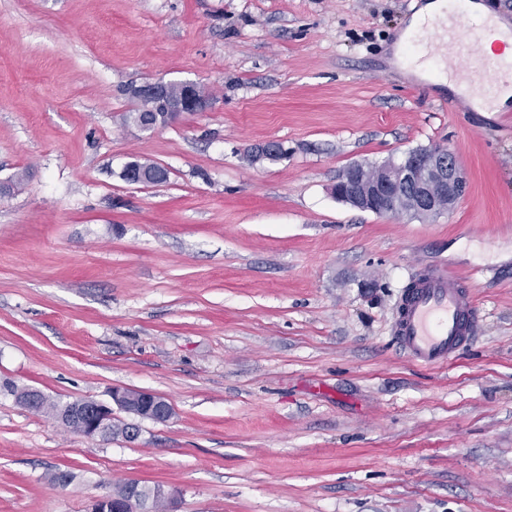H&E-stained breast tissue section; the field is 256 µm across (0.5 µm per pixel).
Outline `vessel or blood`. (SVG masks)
<instances>
[{
  "label": "vessel or blood",
  "mask_w": 512,
  "mask_h": 512,
  "mask_svg": "<svg viewBox=\"0 0 512 512\" xmlns=\"http://www.w3.org/2000/svg\"><path fill=\"white\" fill-rule=\"evenodd\" d=\"M487 36L486 23L471 15L465 0H450L443 14L406 39L402 56L405 64L435 78L450 75L472 84L488 73L497 84L512 80V61L492 62L484 53ZM480 327L470 289L448 266L430 265L420 269L413 287L398 301L393 330L408 358L439 367L452 363Z\"/></svg>",
  "instance_id": "vessel-or-blood-1"
}]
</instances>
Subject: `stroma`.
I'll return each mask as SVG.
<instances>
[{
	"label": "stroma",
	"mask_w": 512,
	"mask_h": 512,
	"mask_svg": "<svg viewBox=\"0 0 512 512\" xmlns=\"http://www.w3.org/2000/svg\"><path fill=\"white\" fill-rule=\"evenodd\" d=\"M424 2L0 0V512H90L130 480L177 512H512V120L393 60ZM158 80L211 105L140 131L126 90ZM267 140L287 158L248 163ZM435 145L467 180L449 213L332 193ZM136 156L167 181L122 180ZM435 262L482 325L427 367L393 314ZM115 386L171 418L130 444L15 396Z\"/></svg>",
	"instance_id": "35a3bbf8"
}]
</instances>
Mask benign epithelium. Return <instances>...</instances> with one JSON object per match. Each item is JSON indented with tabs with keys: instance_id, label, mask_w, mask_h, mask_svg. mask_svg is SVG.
<instances>
[{
	"instance_id": "benign-epithelium-1",
	"label": "benign epithelium",
	"mask_w": 512,
	"mask_h": 512,
	"mask_svg": "<svg viewBox=\"0 0 512 512\" xmlns=\"http://www.w3.org/2000/svg\"><path fill=\"white\" fill-rule=\"evenodd\" d=\"M167 83L157 81L135 86L130 93L144 100L158 98ZM368 165L354 162L347 165L333 186L336 199L361 211L381 216L400 215L399 204L407 194L418 199L414 215L430 218L451 210L466 191V177L453 152L436 145L405 154L398 161H389L377 167V174L362 191L359 182ZM110 401L84 399L70 403L62 412L63 418H76L84 426V435L105 438L112 422V406L128 415L142 419L165 422L173 413L171 404L164 398L144 390L114 387L109 391ZM138 485L129 483V493L124 499L110 494L93 501L91 512H136Z\"/></svg>"
}]
</instances>
